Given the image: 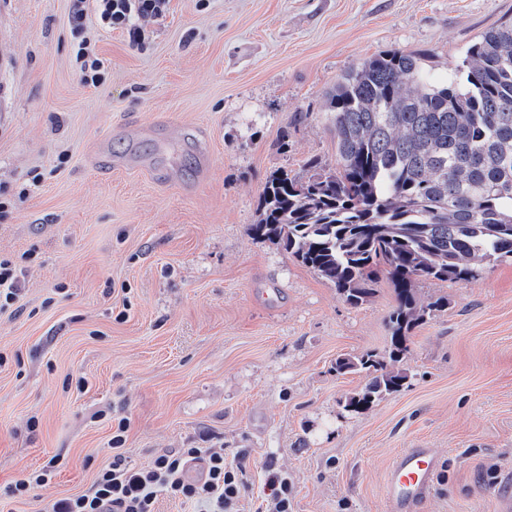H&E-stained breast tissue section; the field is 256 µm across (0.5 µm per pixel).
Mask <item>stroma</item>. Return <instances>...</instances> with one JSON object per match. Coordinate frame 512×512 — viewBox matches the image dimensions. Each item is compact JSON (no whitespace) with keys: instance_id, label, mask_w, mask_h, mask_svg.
I'll return each instance as SVG.
<instances>
[{"instance_id":"35a3bbf8","label":"stroma","mask_w":512,"mask_h":512,"mask_svg":"<svg viewBox=\"0 0 512 512\" xmlns=\"http://www.w3.org/2000/svg\"><path fill=\"white\" fill-rule=\"evenodd\" d=\"M69 6L0 0V186L17 196L0 253L27 259L18 308L0 314V512L89 490L121 420L139 468L223 449L243 469L239 512H267L273 469L292 512H388L403 448L439 453L421 512H497L512 265L416 281L448 306L412 332L405 386L355 414L345 399L365 379L335 362L385 353L390 283L351 306L250 226L273 172L334 164L323 112L346 70L397 49L445 82L512 0H169L146 50L101 33L97 88L75 72ZM55 456L49 482L9 496Z\"/></svg>"}]
</instances>
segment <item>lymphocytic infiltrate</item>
<instances>
[{
  "instance_id": "lymphocytic-infiltrate-1",
  "label": "lymphocytic infiltrate",
  "mask_w": 512,
  "mask_h": 512,
  "mask_svg": "<svg viewBox=\"0 0 512 512\" xmlns=\"http://www.w3.org/2000/svg\"><path fill=\"white\" fill-rule=\"evenodd\" d=\"M69 26L73 57L82 84L99 87L109 75L100 57L94 30L126 32L133 46L143 47L142 20L162 17L168 0H70ZM125 422H118L112 438V461L98 470L87 492L56 500L51 512H156L159 496L198 503L203 512H236L242 487L238 470L212 448H180L158 454L149 467L129 464L122 446ZM201 465L203 477L188 475Z\"/></svg>"
}]
</instances>
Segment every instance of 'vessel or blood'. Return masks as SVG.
I'll return each mask as SVG.
<instances>
[{
	"instance_id": "1",
	"label": "vessel or blood",
	"mask_w": 512,
	"mask_h": 512,
	"mask_svg": "<svg viewBox=\"0 0 512 512\" xmlns=\"http://www.w3.org/2000/svg\"><path fill=\"white\" fill-rule=\"evenodd\" d=\"M438 465L439 457L434 449H401L386 476L389 512H420L434 491Z\"/></svg>"
}]
</instances>
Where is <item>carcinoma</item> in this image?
<instances>
[{
    "label": "carcinoma",
    "instance_id": "obj_1",
    "mask_svg": "<svg viewBox=\"0 0 512 512\" xmlns=\"http://www.w3.org/2000/svg\"><path fill=\"white\" fill-rule=\"evenodd\" d=\"M325 121L336 166L312 158L305 180L272 174L251 234L283 246L353 307L386 272L390 349L336 359L337 373L365 374L345 403L362 413L406 384L399 364L412 331L447 305L421 298L415 281L468 282L512 263V20L471 45L445 84L401 50L350 68Z\"/></svg>",
    "mask_w": 512,
    "mask_h": 512
}]
</instances>
